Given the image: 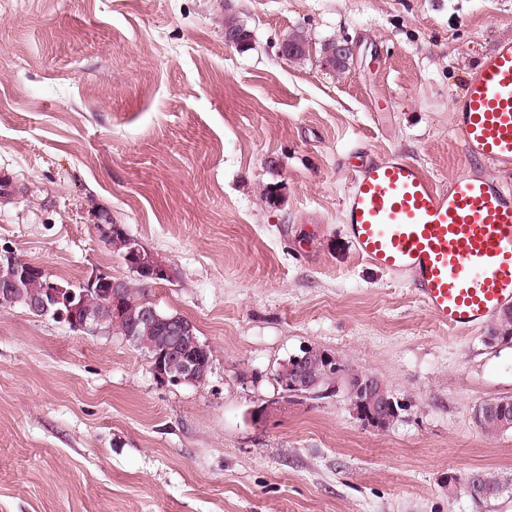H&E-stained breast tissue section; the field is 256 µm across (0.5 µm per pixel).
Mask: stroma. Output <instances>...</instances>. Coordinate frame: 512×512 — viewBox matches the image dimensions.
<instances>
[{"instance_id":"35a3bbf8","label":"stroma","mask_w":512,"mask_h":512,"mask_svg":"<svg viewBox=\"0 0 512 512\" xmlns=\"http://www.w3.org/2000/svg\"><path fill=\"white\" fill-rule=\"evenodd\" d=\"M297 31L308 54L282 59ZM334 38L356 50L341 75ZM506 39L512 0H0V249L130 281L101 222L121 225L179 272L149 299L214 354L174 385L122 337L0 307V512H512V431L472 416L512 397V343L440 324L341 222L354 153L440 185L469 170L453 103ZM308 348L382 380L401 418L285 396L275 373ZM477 471L505 485L481 506L448 488Z\"/></svg>"}]
</instances>
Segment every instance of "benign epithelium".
<instances>
[{
	"instance_id": "obj_1",
	"label": "benign epithelium",
	"mask_w": 512,
	"mask_h": 512,
	"mask_svg": "<svg viewBox=\"0 0 512 512\" xmlns=\"http://www.w3.org/2000/svg\"><path fill=\"white\" fill-rule=\"evenodd\" d=\"M323 54L332 66L345 70L354 57V49L344 41L330 40L323 45ZM0 262L11 267L13 282L0 287V300L12 303L23 302L19 292L20 282L30 275L45 278L44 295L30 302L39 314H49L53 318L69 324L76 330L88 334L101 333L99 311L89 307L84 295L94 291L103 296L102 305L108 309L118 308L121 304L122 281H115L106 273H96L81 284L82 291L77 292L62 283L50 279L45 271L35 265L24 262L9 251H0ZM125 262L137 277L153 281L173 279V267L165 260L152 255L143 259L142 245H133L125 256ZM173 347L168 352H159L150 359L154 374L172 384L198 385L206 380V371L210 361L206 360V347L193 338L192 327L184 322L168 320ZM288 367L296 369L294 386L299 390L311 391L323 395L320 389L324 375L335 372L329 353L320 349H307L301 356L292 358ZM352 386L347 394L353 413L364 426L375 430L388 429L403 410L402 401L388 396L380 381L369 374L353 373L349 376ZM485 411L495 424L506 429L512 427V400L489 401Z\"/></svg>"
}]
</instances>
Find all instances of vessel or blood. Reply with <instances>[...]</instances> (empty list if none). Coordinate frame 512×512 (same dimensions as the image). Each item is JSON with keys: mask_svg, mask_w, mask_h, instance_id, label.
I'll return each mask as SVG.
<instances>
[{"mask_svg": "<svg viewBox=\"0 0 512 512\" xmlns=\"http://www.w3.org/2000/svg\"><path fill=\"white\" fill-rule=\"evenodd\" d=\"M453 124L469 158L512 162V40L471 73ZM343 222L359 255L407 276L449 328L512 304V189L473 172L442 187L391 154L353 165Z\"/></svg>", "mask_w": 512, "mask_h": 512, "instance_id": "b4317fda", "label": "vessel or blood"}]
</instances>
